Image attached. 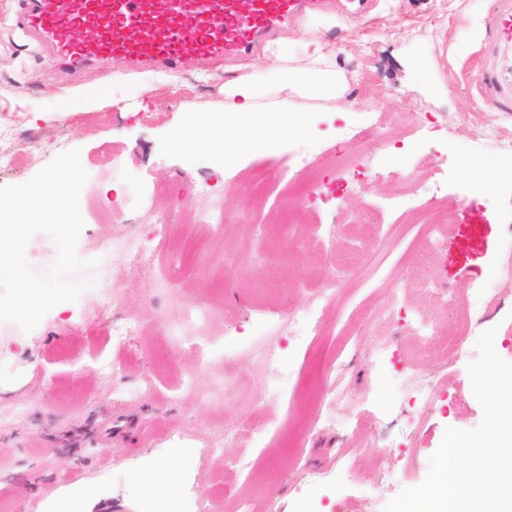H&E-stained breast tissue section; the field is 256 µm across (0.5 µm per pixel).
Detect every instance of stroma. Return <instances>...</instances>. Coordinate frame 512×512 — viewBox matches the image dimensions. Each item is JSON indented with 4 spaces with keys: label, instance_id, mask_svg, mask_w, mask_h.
Returning a JSON list of instances; mask_svg holds the SVG:
<instances>
[{
    "label": "stroma",
    "instance_id": "obj_1",
    "mask_svg": "<svg viewBox=\"0 0 512 512\" xmlns=\"http://www.w3.org/2000/svg\"><path fill=\"white\" fill-rule=\"evenodd\" d=\"M16 9V0H0V113L51 138L55 153L79 150L86 190L124 200L107 220L81 208L78 251L144 234L143 210L125 202L134 181L166 186L164 205L176 212L232 207L251 192L258 170L285 184L300 168V151L317 157L335 146L323 174L352 188L342 201L318 204L314 222L288 230L273 221L279 198L252 223L221 232L173 225L161 262L189 268L170 294L157 291L151 271L129 273L118 254L110 306L93 287L80 305H56L25 335L1 333L0 414L18 404L26 411L0 421V512H52V502L80 484L98 492L92 512H145L142 476L150 467L173 477L172 498L209 497L210 512H234L242 497L276 512H382L402 489L421 484L446 428L482 422L468 373L481 332L496 328L495 349L512 362V183L471 189L473 180L493 177L498 137L512 138V115L482 101L475 81L488 0H370L361 20L320 21L316 31L335 44L347 92L328 111L303 113L302 124L265 151L231 143L238 121L225 117L229 141L220 153L179 150L173 138L222 106L233 58L190 66L164 84L138 77L133 66L93 65L68 77L47 46L18 28ZM412 57L419 67L409 66ZM400 110L410 124L386 123ZM368 126L378 136L354 145L352 134ZM485 126L495 138L469 154L473 129ZM55 153L1 173L0 187L30 180ZM360 163L368 177L357 186ZM403 175L412 195L394 187ZM431 182L441 189L434 200L424 192ZM429 207L451 219L439 225L424 264L416 256L427 225L403 227L397 218L401 209ZM350 211L368 213L369 224H346ZM304 237L320 239L319 262L346 271L324 335L308 346L281 341L293 375L287 395L272 400L253 341L287 317L289 304L311 303L324 283L305 275ZM419 282L428 294L415 291ZM480 288L493 291L487 314L471 313L459 327L462 304ZM394 296L399 307L389 318L382 307ZM184 300L208 308L209 321L193 336L166 335L158 317L177 316ZM436 305L445 308L439 329L461 331L458 352L430 349L412 327ZM130 312L144 328L113 349L112 319ZM105 357L118 372H99ZM333 360L344 368L345 399L325 426L301 399L323 395L317 365ZM228 366L245 380L239 392L224 391ZM410 377L425 379L426 404H411ZM107 423L116 438L104 466L94 443ZM239 458L250 460L249 470L232 469ZM73 468L80 482H62Z\"/></svg>",
    "mask_w": 512,
    "mask_h": 512
}]
</instances>
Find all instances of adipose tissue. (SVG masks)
Wrapping results in <instances>:
<instances>
[{"label": "adipose tissue", "instance_id": "obj_1", "mask_svg": "<svg viewBox=\"0 0 512 512\" xmlns=\"http://www.w3.org/2000/svg\"><path fill=\"white\" fill-rule=\"evenodd\" d=\"M266 53L272 63L268 80H258L255 73L244 70L224 84L223 111L239 117L238 138L252 149L284 135L273 113L287 111L296 100H333L347 89L332 45L319 38L313 26L268 47ZM223 143V127L210 115L192 120L174 140L176 148L193 151H214Z\"/></svg>", "mask_w": 512, "mask_h": 512}]
</instances>
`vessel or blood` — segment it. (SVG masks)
I'll return each instance as SVG.
<instances>
[{
    "label": "vessel or blood",
    "mask_w": 512,
    "mask_h": 512,
    "mask_svg": "<svg viewBox=\"0 0 512 512\" xmlns=\"http://www.w3.org/2000/svg\"><path fill=\"white\" fill-rule=\"evenodd\" d=\"M476 81L497 111L512 112V0H493ZM326 0H22L18 26L50 45L61 68L150 64L175 71L246 53ZM81 39H74V32Z\"/></svg>",
    "instance_id": "b4317fda"
}]
</instances>
